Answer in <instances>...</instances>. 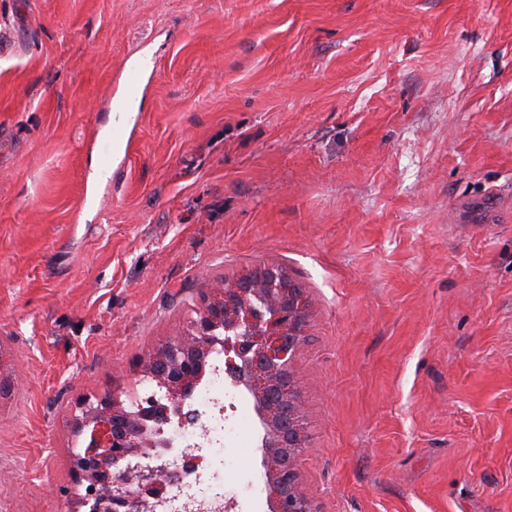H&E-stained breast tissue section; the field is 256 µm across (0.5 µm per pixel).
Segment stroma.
<instances>
[{
    "instance_id": "obj_1",
    "label": "stroma",
    "mask_w": 512,
    "mask_h": 512,
    "mask_svg": "<svg viewBox=\"0 0 512 512\" xmlns=\"http://www.w3.org/2000/svg\"><path fill=\"white\" fill-rule=\"evenodd\" d=\"M263 262L309 300L319 512H512V0H0V512H87L80 404L136 408L135 361ZM236 403L191 489L267 512ZM130 135L128 136L127 128L125 130L112 131L111 136H106L99 139V148L103 160V168H112V163L118 156L119 147L125 145V148L128 149L130 143Z\"/></svg>"
}]
</instances>
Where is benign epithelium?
<instances>
[{
	"label": "benign epithelium",
	"mask_w": 512,
	"mask_h": 512,
	"mask_svg": "<svg viewBox=\"0 0 512 512\" xmlns=\"http://www.w3.org/2000/svg\"><path fill=\"white\" fill-rule=\"evenodd\" d=\"M309 304L305 293L278 264H266L202 293L196 318L180 337L159 347L137 367L153 377L161 398L147 401L156 427L149 432L140 416L126 409L117 393L102 394L80 407L75 429L88 435L83 452L74 455L79 480L87 483L83 504L92 512H117L128 506L125 473L114 467L134 455L173 448L164 426L181 427L198 420L187 406L215 344L224 346L227 371L236 386L253 401L262 427L260 451L268 512H317L303 492L299 459L307 446L284 442L301 433L303 415L297 392V355L306 336ZM179 478V472L161 464L140 474L139 488L148 490L160 477Z\"/></svg>",
	"instance_id": "1"
}]
</instances>
